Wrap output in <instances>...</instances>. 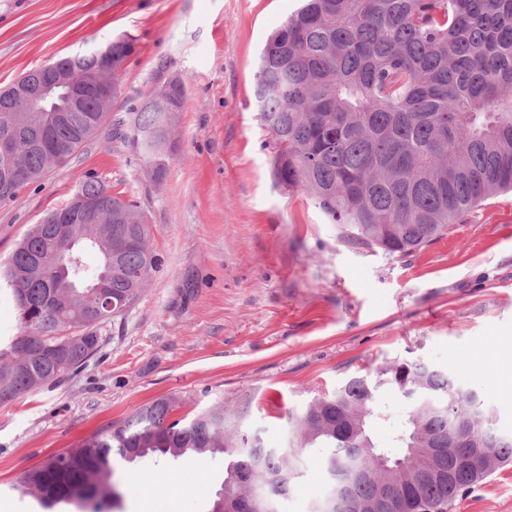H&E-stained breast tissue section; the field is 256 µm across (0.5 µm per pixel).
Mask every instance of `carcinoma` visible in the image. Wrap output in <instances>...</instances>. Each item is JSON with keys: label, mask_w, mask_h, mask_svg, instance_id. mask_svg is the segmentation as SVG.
<instances>
[{"label": "carcinoma", "mask_w": 512, "mask_h": 512, "mask_svg": "<svg viewBox=\"0 0 512 512\" xmlns=\"http://www.w3.org/2000/svg\"><path fill=\"white\" fill-rule=\"evenodd\" d=\"M134 51L129 39L112 41L114 105ZM66 65L89 72L106 61L91 49ZM43 80L39 68L19 83L35 102ZM184 97L178 78L161 97L147 90L127 112L125 142L157 178L174 151L172 120ZM255 100L273 134L277 181L308 194L346 242L405 256L512 191V0H302L261 51ZM87 117L63 113L29 147L22 115L15 116L20 176L0 177L1 205L99 133V125L85 130ZM105 189L91 177L79 195L97 200ZM108 208L99 223L87 224L70 201L0 261V296L19 316L18 333L0 342V404L78 372L97 353L100 328L136 304L158 269L137 203L113 194ZM60 213L72 215V230L85 235L76 261L36 272L35 257L67 244L41 229ZM109 247L118 252L110 270ZM91 252L95 266L87 262ZM382 389L409 401L394 436L405 453L389 470L362 474L359 464L371 454L388 455L369 434ZM173 407L168 398L142 406L23 472L15 489L33 495L38 512L69 505L110 512L122 500L123 464L209 453L224 457V483L210 512L237 507L250 486L265 501L243 512H278L275 502L301 477V452L324 448L327 497L346 499L343 512H448L458 496L512 464V434L499 438L496 412L482 393L420 361L393 362L373 380L352 376L288 412L283 448L267 447L251 427L250 394L230 405L218 398L189 419H172Z\"/></svg>", "instance_id": "obj_1"}]
</instances>
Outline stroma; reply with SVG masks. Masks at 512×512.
<instances>
[{
  "mask_svg": "<svg viewBox=\"0 0 512 512\" xmlns=\"http://www.w3.org/2000/svg\"><path fill=\"white\" fill-rule=\"evenodd\" d=\"M299 0H0V89L26 72L124 36L135 51L100 133L63 166L0 205V258L66 204L89 176L135 201L162 264L140 299L100 331L77 374L0 405V512H29L12 485L45 458L146 403L177 415L216 397L253 395L251 419L282 447L288 411L347 377L396 361L452 371L512 431V193L471 210L447 235L392 257L344 242L300 189L273 176L271 131L255 107L257 59ZM184 78L175 150L163 179L137 161L117 117L142 92ZM393 436L409 409L383 390ZM323 449L301 455L302 477L279 512L324 496ZM116 512H209L224 459L189 453L122 467ZM450 512H512V467L459 496Z\"/></svg>",
  "mask_w": 512,
  "mask_h": 512,
  "instance_id": "1",
  "label": "stroma"
}]
</instances>
